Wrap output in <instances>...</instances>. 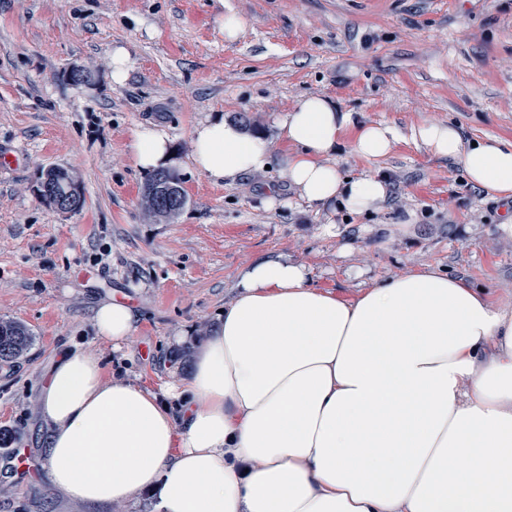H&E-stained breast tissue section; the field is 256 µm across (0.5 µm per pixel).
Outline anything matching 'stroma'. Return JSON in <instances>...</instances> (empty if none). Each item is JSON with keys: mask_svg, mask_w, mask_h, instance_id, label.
<instances>
[{"mask_svg": "<svg viewBox=\"0 0 512 512\" xmlns=\"http://www.w3.org/2000/svg\"><path fill=\"white\" fill-rule=\"evenodd\" d=\"M228 10L244 21L231 43L218 22ZM117 44L131 53L121 87L109 80ZM75 67L92 82L73 84ZM308 95L359 123L451 122L467 141H511L512 0H0V154L20 158L0 168V319L33 335L22 357L0 361V434L11 438L0 447V512H155L146 491L98 504L54 490L41 466L47 372L77 347L144 389L185 381L196 341L258 259L304 265L345 299L432 267L512 302V200L486 198L458 165L412 143L369 159L345 134L342 172L392 183L380 211L347 220L293 206L277 172L223 185L192 168V132L216 115L290 152L276 120ZM151 126L169 134L187 194L170 223L142 208L148 176L132 144ZM51 167L78 176L81 210L38 197ZM114 299L137 315L118 350L93 323ZM13 447L30 474L13 472Z\"/></svg>", "mask_w": 512, "mask_h": 512, "instance_id": "obj_1", "label": "stroma"}]
</instances>
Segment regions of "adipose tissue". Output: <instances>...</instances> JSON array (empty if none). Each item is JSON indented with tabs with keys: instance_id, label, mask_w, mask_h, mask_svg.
<instances>
[{
	"instance_id": "obj_1",
	"label": "adipose tissue",
	"mask_w": 512,
	"mask_h": 512,
	"mask_svg": "<svg viewBox=\"0 0 512 512\" xmlns=\"http://www.w3.org/2000/svg\"><path fill=\"white\" fill-rule=\"evenodd\" d=\"M291 146L218 117L193 130L192 162L234 184L279 162L297 204L359 216L381 210L382 176L345 177L342 137L386 156L404 140L459 164L491 199L512 198V142H465L450 123H356L308 96L279 116ZM134 161L173 163L160 127L136 131ZM135 314L98 307L99 334L122 345ZM43 464L82 502L150 490L157 512H512V306L426 267L352 300L313 285L307 268L262 258L197 346L184 385L153 392L106 378L81 349L43 387Z\"/></svg>"
}]
</instances>
